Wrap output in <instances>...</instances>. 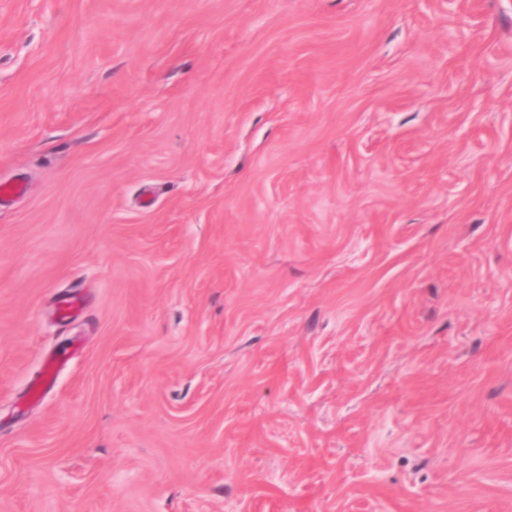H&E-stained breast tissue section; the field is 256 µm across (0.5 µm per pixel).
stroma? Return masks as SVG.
I'll return each mask as SVG.
<instances>
[{"label": "stroma", "mask_w": 512, "mask_h": 512, "mask_svg": "<svg viewBox=\"0 0 512 512\" xmlns=\"http://www.w3.org/2000/svg\"><path fill=\"white\" fill-rule=\"evenodd\" d=\"M14 183L0 512H512V0H0Z\"/></svg>", "instance_id": "stroma-1"}]
</instances>
